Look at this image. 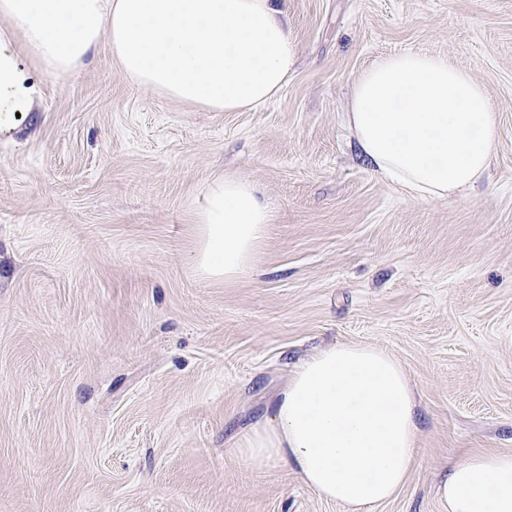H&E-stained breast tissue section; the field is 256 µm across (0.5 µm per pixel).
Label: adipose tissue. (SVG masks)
I'll list each match as a JSON object with an SVG mask.
<instances>
[{"label": "adipose tissue", "mask_w": 512, "mask_h": 512, "mask_svg": "<svg viewBox=\"0 0 512 512\" xmlns=\"http://www.w3.org/2000/svg\"><path fill=\"white\" fill-rule=\"evenodd\" d=\"M104 40L139 88L208 112L265 105L297 60L285 0H0V134L34 105L38 72L67 76ZM345 122L373 175L426 201L464 196L487 175L499 118L466 69L407 51L359 75ZM194 220L195 273L231 283L252 269L272 213L252 182L219 176ZM419 432L404 365L339 342L294 370L236 455L281 464L321 499L370 512L405 484ZM437 491L442 512H512V453L462 459Z\"/></svg>", "instance_id": "1"}]
</instances>
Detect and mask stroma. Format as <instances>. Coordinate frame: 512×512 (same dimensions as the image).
<instances>
[{
	"label": "stroma",
	"instance_id": "1",
	"mask_svg": "<svg viewBox=\"0 0 512 512\" xmlns=\"http://www.w3.org/2000/svg\"><path fill=\"white\" fill-rule=\"evenodd\" d=\"M299 61L262 107L141 90L101 43L0 137V512H347L282 465L237 460L296 364L384 348L418 454L372 512H441L448 467L512 452V0H288ZM442 55L499 114L489 175L419 201L343 123L376 58ZM275 220L234 283L192 274L193 207L218 175Z\"/></svg>",
	"mask_w": 512,
	"mask_h": 512
}]
</instances>
